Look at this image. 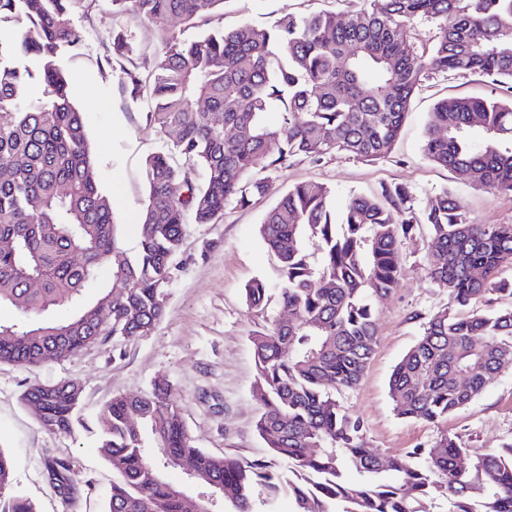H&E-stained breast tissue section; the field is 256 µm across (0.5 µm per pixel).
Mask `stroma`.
I'll return each instance as SVG.
<instances>
[{
    "instance_id": "1",
    "label": "stroma",
    "mask_w": 512,
    "mask_h": 512,
    "mask_svg": "<svg viewBox=\"0 0 512 512\" xmlns=\"http://www.w3.org/2000/svg\"><path fill=\"white\" fill-rule=\"evenodd\" d=\"M354 7L353 0H226L222 14H205L187 25L175 17L137 21L114 13L111 0H74L72 21L83 41L62 56L60 66L75 103L85 113L96 177L113 195V217L126 250L137 246L134 226L146 199L144 162L166 145L165 137L146 118L148 90L132 93L128 72L148 76L165 50L166 37L172 35L189 39L244 22L267 27L286 8L307 15L348 12ZM119 31L133 49L124 58L112 54L113 36ZM491 90L486 78L477 74L433 76L415 94L389 157L365 161L335 153L317 161L292 158L273 173L266 196L253 197L244 207L229 204L217 223L188 225L174 261L165 316L150 335L110 338L33 367L0 363V448L13 462V489L28 497L36 512H101L113 473L96 449L98 412L114 394L148 392L160 376L170 381L196 446L244 461L266 460L272 470L287 471V462L274 457L256 431L262 405L254 390L250 338L265 319L285 315L275 301L266 317H257L243 296L251 280L276 278L258 225L283 192L310 179L326 184L339 208L351 194L402 185L409 190L415 210H424L446 192L475 223L512 224V194L490 192L476 179L459 182L421 150L429 114L439 99L484 97ZM430 245L424 229L403 239L402 278L390 296L375 302L378 336L373 358L360 383L338 396L346 410L363 421L369 448L385 456L431 447L444 433L482 450L512 442V368L446 420H406L393 410L388 382L394 367L423 334L429 316L448 304L447 291L427 273ZM64 380L83 387L84 428L74 437L44 428L33 406L21 400L32 384ZM57 458L71 465L80 508L64 500L47 475L48 461Z\"/></svg>"
}]
</instances>
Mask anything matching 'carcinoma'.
<instances>
[{"instance_id":"1","label":"carcinoma","mask_w":512,"mask_h":512,"mask_svg":"<svg viewBox=\"0 0 512 512\" xmlns=\"http://www.w3.org/2000/svg\"><path fill=\"white\" fill-rule=\"evenodd\" d=\"M71 2L0 0V19L30 23L20 37L0 31V170L9 172L0 177V307L17 314L0 320V363L32 367L110 336H142L165 314L186 225L215 224L228 203L268 192L271 173L294 157H388L415 92L436 74H479L505 94L437 102L424 155L461 180L477 172L486 188L512 193V0H363L347 15L306 17L285 9L268 28L243 23L169 42L148 104L167 148L145 161L146 203L129 254L58 64L81 41ZM225 2L112 5L137 19L191 24ZM416 19L437 30L425 55L408 32ZM34 83L44 86L37 98ZM276 104L283 121L270 126L265 114ZM421 224L432 240L428 273L449 305L430 315L393 369L394 411L435 423L479 397L512 365V307L478 308L487 293L512 295V281L500 278L512 269V224H475L446 192L419 214L401 185L354 195L338 214L325 184L301 182L258 228L277 282L258 278L243 289L260 313L278 291L289 315L250 337L263 403L256 430L288 460V473L196 447L170 382L159 378L149 393L116 394L99 412L97 448L115 475L105 512H211L145 455L148 439L165 460L190 461L234 512H258L261 491L284 488L295 512H424L433 495L449 500L448 512H512V443L481 451L444 436L427 451L386 457L365 448L363 423L336 400L364 375L377 342L375 300L396 288L401 241ZM31 278L40 287L28 288ZM22 400L38 404L46 429L77 434L79 383L34 384ZM11 467L0 449V493ZM47 472L74 489L67 461L51 460Z\"/></svg>"}]
</instances>
